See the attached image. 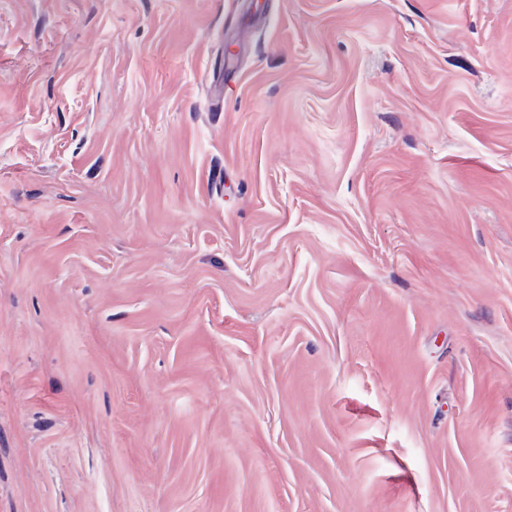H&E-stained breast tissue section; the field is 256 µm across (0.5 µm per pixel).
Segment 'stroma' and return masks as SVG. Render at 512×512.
Segmentation results:
<instances>
[{
	"label": "stroma",
	"instance_id": "35a3bbf8",
	"mask_svg": "<svg viewBox=\"0 0 512 512\" xmlns=\"http://www.w3.org/2000/svg\"><path fill=\"white\" fill-rule=\"evenodd\" d=\"M0 512H512V0H0Z\"/></svg>",
	"mask_w": 512,
	"mask_h": 512
}]
</instances>
